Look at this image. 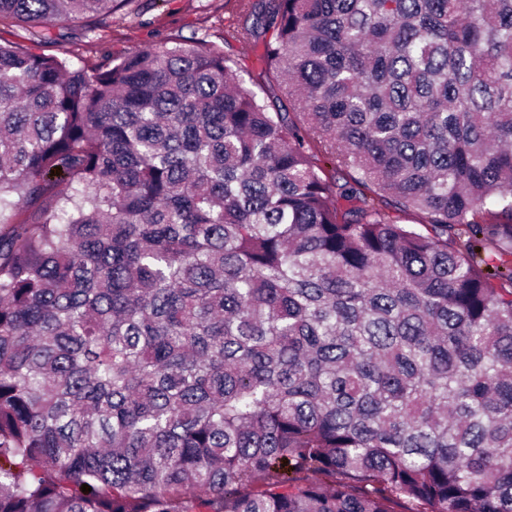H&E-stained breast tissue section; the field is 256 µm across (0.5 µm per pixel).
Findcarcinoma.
I'll return each mask as SVG.
<instances>
[{
	"mask_svg": "<svg viewBox=\"0 0 512 512\" xmlns=\"http://www.w3.org/2000/svg\"><path fill=\"white\" fill-rule=\"evenodd\" d=\"M242 7L0 43V512H512V0ZM246 22L250 24L251 19L240 0H131L88 33L80 26L54 22L49 26L51 39L39 41L30 29L14 23L0 26V43H16L35 53L66 57L75 67H83L169 39H203L224 47L240 70L257 76L256 46L233 37Z\"/></svg>",
	"mask_w": 512,
	"mask_h": 512,
	"instance_id": "carcinoma-1",
	"label": "carcinoma"
}]
</instances>
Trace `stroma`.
I'll list each match as a JSON object with an SVG mask.
<instances>
[{"mask_svg": "<svg viewBox=\"0 0 512 512\" xmlns=\"http://www.w3.org/2000/svg\"><path fill=\"white\" fill-rule=\"evenodd\" d=\"M240 0H128L93 31L64 22L51 25L52 37L35 39L21 24L0 26V43H16L39 54L68 58L72 65L92 66L109 56L131 54L171 39L205 40L223 47L242 70L255 72L254 44L235 39L246 24Z\"/></svg>", "mask_w": 512, "mask_h": 512, "instance_id": "obj_1", "label": "stroma"}]
</instances>
